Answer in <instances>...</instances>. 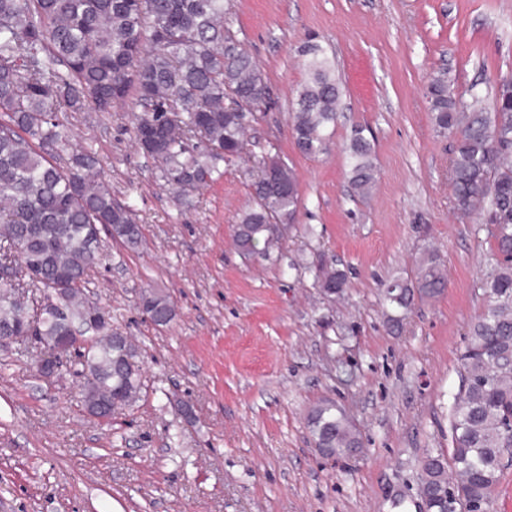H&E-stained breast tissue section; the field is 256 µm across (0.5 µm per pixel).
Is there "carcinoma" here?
I'll return each instance as SVG.
<instances>
[{"label": "carcinoma", "mask_w": 512, "mask_h": 512, "mask_svg": "<svg viewBox=\"0 0 512 512\" xmlns=\"http://www.w3.org/2000/svg\"><path fill=\"white\" fill-rule=\"evenodd\" d=\"M224 0H0V327L53 352V339L75 328L87 346L58 363L78 380L80 405L112 403L132 410L146 387L139 352L112 328L110 311L85 301L88 271L99 261L102 235L134 250L143 239L135 211L98 174L100 159L72 148L57 112L67 107L110 112L130 103L137 145L152 137L150 157L177 201L214 181L219 162L243 158L245 130L272 99L263 71L224 30ZM308 79L292 102V133L307 156L328 150L342 89L325 49H301ZM441 133H454L450 181L457 210L486 226L499 256L479 282L487 299L460 354L458 392L450 409L452 448L427 449L417 460L419 497L428 512L467 506L492 509V493L512 451V79L492 108L464 101L440 73L428 88ZM349 183L359 195L376 182L373 147L356 127L346 143ZM257 162L252 204L234 231L241 252L266 255L278 246L276 227L294 221L299 183L291 170L278 183ZM194 183L193 190L185 182ZM327 296L344 291L346 275L313 265ZM448 281L434 254L412 275L383 285L384 305L400 312L417 298L442 294ZM142 314L169 324L173 301L145 289ZM307 424L317 451L338 460L361 447L359 431L331 401L315 405Z\"/></svg>", "instance_id": "cac0c4a2"}]
</instances>
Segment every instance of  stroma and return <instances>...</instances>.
Returning <instances> with one entry per match:
<instances>
[{"mask_svg": "<svg viewBox=\"0 0 512 512\" xmlns=\"http://www.w3.org/2000/svg\"><path fill=\"white\" fill-rule=\"evenodd\" d=\"M229 4L224 24L274 104L248 128L247 160L220 163L188 206L138 149L130 108L59 114L144 228L136 250L104 240L89 299L139 347L148 388L134 410L101 422L78 407L73 377L42 380L0 351V512H418V457L452 446L459 355L497 254L486 228L455 210L454 137L436 131L426 93L443 69L456 97L493 102L512 79V0ZM311 38L343 88L317 157L298 150L290 126ZM358 126L378 171L365 196L342 151ZM274 153L294 170L301 205L271 255L246 258L233 234L252 203L251 161ZM431 252L447 288L392 328L381 282ZM320 258L345 272L341 296L317 288L309 266ZM145 288L171 296L167 327L140 313ZM323 400L355 422V458L317 453L307 415Z\"/></svg>", "mask_w": 512, "mask_h": 512, "instance_id": "35a3bbf8", "label": "stroma"}]
</instances>
